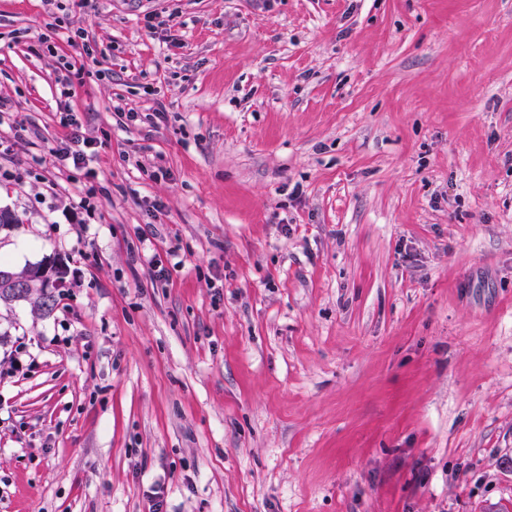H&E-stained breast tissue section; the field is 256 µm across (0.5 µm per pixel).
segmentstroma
Segmentation results:
<instances>
[{
    "mask_svg": "<svg viewBox=\"0 0 512 512\" xmlns=\"http://www.w3.org/2000/svg\"><path fill=\"white\" fill-rule=\"evenodd\" d=\"M0 101V262L67 270L0 512H512V0H0ZM69 126H73L67 141L60 145L58 148L53 150L52 155L60 162L72 161L74 167L84 168L85 157L82 150L74 149L73 146H78L82 140V144H85V140L81 138L79 133V127L77 123L72 121Z\"/></svg>",
    "mask_w": 512,
    "mask_h": 512,
    "instance_id": "1",
    "label": "stroma"
}]
</instances>
